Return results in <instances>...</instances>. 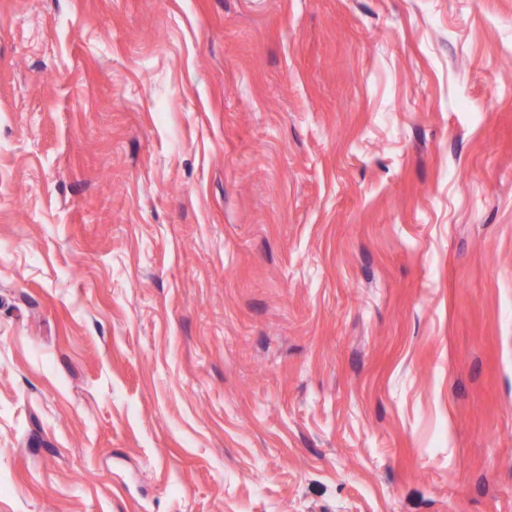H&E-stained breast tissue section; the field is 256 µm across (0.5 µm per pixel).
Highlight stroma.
Here are the masks:
<instances>
[{
	"label": "stroma",
	"mask_w": 512,
	"mask_h": 512,
	"mask_svg": "<svg viewBox=\"0 0 512 512\" xmlns=\"http://www.w3.org/2000/svg\"><path fill=\"white\" fill-rule=\"evenodd\" d=\"M510 61L512 0H0V512H512Z\"/></svg>",
	"instance_id": "35a3bbf8"
}]
</instances>
